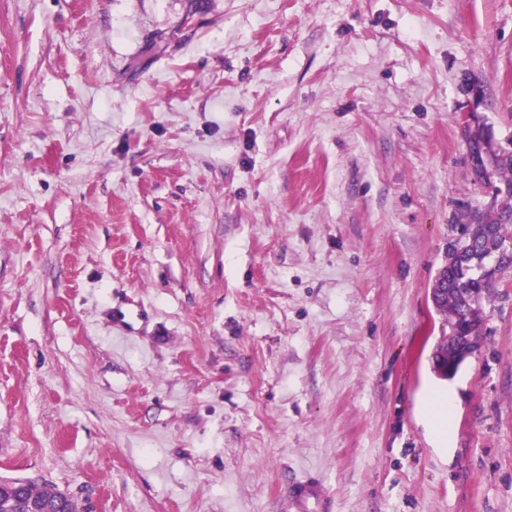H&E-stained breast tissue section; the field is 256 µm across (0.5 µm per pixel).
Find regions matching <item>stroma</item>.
<instances>
[{
  "instance_id": "obj_1",
  "label": "stroma",
  "mask_w": 512,
  "mask_h": 512,
  "mask_svg": "<svg viewBox=\"0 0 512 512\" xmlns=\"http://www.w3.org/2000/svg\"><path fill=\"white\" fill-rule=\"evenodd\" d=\"M470 133L512 140V0H0V478L512 512V270L480 353L429 360L498 182ZM288 502L293 512H331V498L325 485L307 476L288 483Z\"/></svg>"
}]
</instances>
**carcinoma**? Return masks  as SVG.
I'll list each match as a JSON object with an SVG mask.
<instances>
[{"label":"carcinoma","instance_id":"cac0c4a2","mask_svg":"<svg viewBox=\"0 0 512 512\" xmlns=\"http://www.w3.org/2000/svg\"><path fill=\"white\" fill-rule=\"evenodd\" d=\"M467 142L476 175L483 178L490 170L500 174L505 191L501 192L502 204L470 213L469 222L462 226L463 238L457 241L464 259L448 265V272L444 273L442 287L448 289V294L442 295L434 307L446 317L449 332L437 342L431 357L434 373L443 380L453 378L458 368L445 373L439 367L440 359L446 356L448 363L455 362L466 328L478 336L482 334L484 302L496 282V278L489 276V270L501 272L512 266V256L487 247L490 241H512V233L506 231V226L512 224V150L504 148L488 154L476 137H469ZM56 500L57 490L36 481L0 479V512H24V505L30 502L49 510L55 507Z\"/></svg>","mask_w":512,"mask_h":512}]
</instances>
